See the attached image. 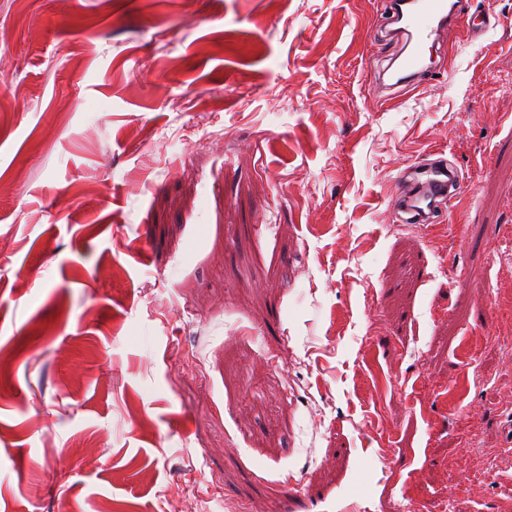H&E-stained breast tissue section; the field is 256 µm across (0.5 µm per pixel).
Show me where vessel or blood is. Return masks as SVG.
<instances>
[{
  "mask_svg": "<svg viewBox=\"0 0 512 512\" xmlns=\"http://www.w3.org/2000/svg\"><path fill=\"white\" fill-rule=\"evenodd\" d=\"M390 19L404 39L401 55L389 66L392 86L414 83L420 72L425 47L436 42L450 27L464 28L467 38H476L480 27L465 20L461 0H390ZM463 188L456 165L448 164L428 173L426 179L406 176L398 183V200L416 224L431 223L442 206L455 205Z\"/></svg>",
  "mask_w": 512,
  "mask_h": 512,
  "instance_id": "b4317fda",
  "label": "vessel or blood"
}]
</instances>
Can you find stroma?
<instances>
[{"label":"stroma","instance_id":"35a3bbf8","mask_svg":"<svg viewBox=\"0 0 512 512\" xmlns=\"http://www.w3.org/2000/svg\"><path fill=\"white\" fill-rule=\"evenodd\" d=\"M388 7L0 0V512H512V0ZM389 8L391 24L397 25L394 30L405 39L401 55L387 70L391 87L415 82L425 47L436 42L448 26L463 28L467 39H473L490 25L489 17L480 24L465 21L460 0H393ZM422 167L425 165L415 166L413 176L403 177L398 183L402 211L412 214L409 224H431L440 205H448V214H451L463 188V177L456 165L448 163L435 170L430 168L424 180L418 177L427 173L418 172Z\"/></svg>","mask_w":512,"mask_h":512}]
</instances>
